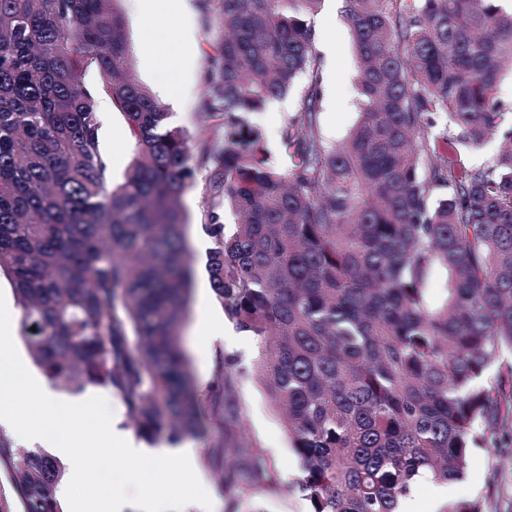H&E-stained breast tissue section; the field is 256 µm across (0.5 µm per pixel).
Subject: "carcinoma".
Instances as JSON below:
<instances>
[{
  "label": "carcinoma",
  "mask_w": 512,
  "mask_h": 512,
  "mask_svg": "<svg viewBox=\"0 0 512 512\" xmlns=\"http://www.w3.org/2000/svg\"><path fill=\"white\" fill-rule=\"evenodd\" d=\"M117 2L0 0V280L34 364L74 392L110 389L141 437L201 434L181 343L193 280L182 199L201 178L211 286L284 413L299 459L288 490L309 512H397L425 478L464 480L471 449L512 423V104L494 96L512 12L499 0H345L360 117L336 147L319 130L307 23L320 0H196L217 31L196 111L219 122V145L171 125L131 76ZM91 67L132 139L118 183ZM292 91L274 155L251 115ZM495 135L499 152L470 165ZM439 270L448 284L434 301ZM242 374L222 355L209 386L228 430L208 455L225 512L245 490L273 489L263 451L229 434ZM0 474V512L16 499L61 512L62 463L2 429Z\"/></svg>",
  "instance_id": "1"
}]
</instances>
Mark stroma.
I'll use <instances>...</instances> for the list:
<instances>
[{
    "mask_svg": "<svg viewBox=\"0 0 512 512\" xmlns=\"http://www.w3.org/2000/svg\"><path fill=\"white\" fill-rule=\"evenodd\" d=\"M179 23L192 45V51L180 72L167 74L151 64L142 53H135L133 77L147 87L171 114L174 124L194 128L201 119L195 103L203 90L205 52L212 40L202 28L195 0H185ZM314 33L315 48L322 58L324 97L319 113V125L324 139L331 144L343 142L359 118L356 77L358 60L353 36L342 9L328 10L319 4L308 18ZM103 149L109 160L113 181H120L132 159V144L125 120L117 107L103 113ZM212 290L193 287L189 316L183 331V346L191 363L199 388H207L215 371V353L224 351L237 355L245 374L236 388V399L244 410V423L238 434L260 447L273 475L280 483L275 492L243 495L241 512H307V503L299 494L288 492L286 486L297 475L299 462L290 447L281 415L269 402L261 380L253 373L257 355L253 339L238 331L232 322L224 329L230 337L224 343L209 341L198 335L202 316L219 311ZM202 434L192 444L199 457L197 475L184 476L180 463L171 459L151 461L152 475L143 478L129 472L112 459L91 451L80 423L69 426V440L74 457L65 463L66 483L72 484L81 512H110L114 487H122L128 495L151 494L159 499L174 498V487L185 482L191 488L189 496L177 499L180 512H198L200 503H208L212 512H224V491L217 486L208 466V451L224 436L222 421L204 415ZM451 497H478L485 512H512V455L496 448L474 449L466 480L452 483Z\"/></svg>",
    "mask_w": 512,
    "mask_h": 512,
    "instance_id": "35a3bbf8",
    "label": "stroma"
}]
</instances>
